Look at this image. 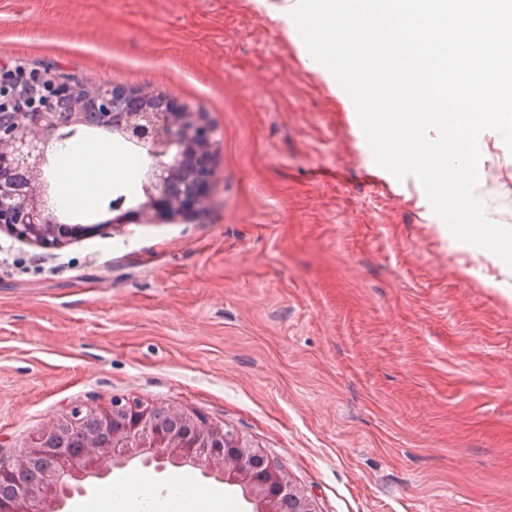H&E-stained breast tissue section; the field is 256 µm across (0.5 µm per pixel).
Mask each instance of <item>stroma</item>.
Instances as JSON below:
<instances>
[{
    "label": "stroma",
    "mask_w": 512,
    "mask_h": 512,
    "mask_svg": "<svg viewBox=\"0 0 512 512\" xmlns=\"http://www.w3.org/2000/svg\"><path fill=\"white\" fill-rule=\"evenodd\" d=\"M162 94L211 131L204 206L147 221L142 169L60 214L47 248L0 230V456L77 406L140 399L224 425L314 512H512V274L451 246L423 187L373 157L253 0H0V68ZM490 149L486 218L512 229V165ZM495 278L497 285L485 287ZM186 478L139 461L93 481Z\"/></svg>",
    "instance_id": "1"
}]
</instances>
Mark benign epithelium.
<instances>
[{"mask_svg":"<svg viewBox=\"0 0 512 512\" xmlns=\"http://www.w3.org/2000/svg\"><path fill=\"white\" fill-rule=\"evenodd\" d=\"M65 98L68 112L62 113ZM88 105L104 128L154 159L144 174L140 213L161 218L204 202L210 139L197 113L134 87L62 84L46 72L16 67L0 70V227L48 247L72 234L74 227L57 223L49 211L45 168L58 144L83 126ZM86 414L97 417L101 432L87 431ZM135 458L219 474L239 484L257 512H280L284 501L288 512H313L283 470L223 425L161 403L118 398L71 409L11 458H0V483L14 484L0 512H61L73 487ZM37 459L49 462L43 479H25Z\"/></svg>","mask_w":512,"mask_h":512,"instance_id":"7a95c632","label":"benign epithelium"}]
</instances>
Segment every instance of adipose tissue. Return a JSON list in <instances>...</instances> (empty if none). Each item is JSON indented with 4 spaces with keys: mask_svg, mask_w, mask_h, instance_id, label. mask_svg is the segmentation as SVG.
I'll return each mask as SVG.
<instances>
[{
    "mask_svg": "<svg viewBox=\"0 0 512 512\" xmlns=\"http://www.w3.org/2000/svg\"><path fill=\"white\" fill-rule=\"evenodd\" d=\"M64 166L69 174L60 186L62 195L80 203L88 187L103 172L102 145L89 142L65 151ZM105 506L111 512H224L223 493L190 483H170L165 496H157L147 476L134 475L103 493L99 501L87 502L77 512H97Z\"/></svg>",
    "mask_w": 512,
    "mask_h": 512,
    "instance_id": "obj_1",
    "label": "adipose tissue"
}]
</instances>
